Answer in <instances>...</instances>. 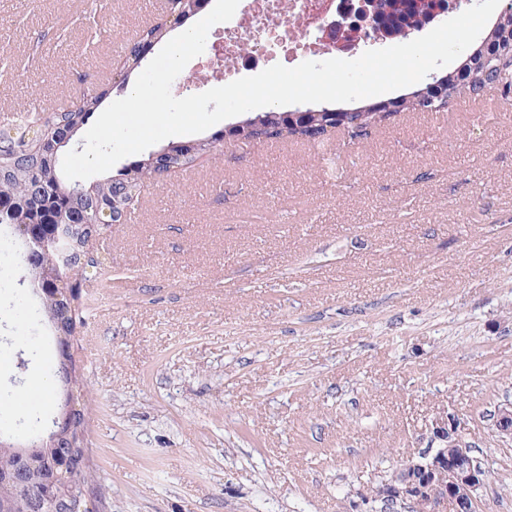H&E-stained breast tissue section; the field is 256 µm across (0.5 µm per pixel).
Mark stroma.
<instances>
[{
	"label": "stroma",
	"mask_w": 512,
	"mask_h": 512,
	"mask_svg": "<svg viewBox=\"0 0 512 512\" xmlns=\"http://www.w3.org/2000/svg\"><path fill=\"white\" fill-rule=\"evenodd\" d=\"M166 0H0V126L31 101L123 98L114 78ZM409 109L361 141L243 143L224 123L190 170L146 181L74 344L90 486L104 512H379L371 486L434 444L512 512V101ZM24 266L0 265V436L53 418L22 400L56 348Z\"/></svg>",
	"instance_id": "stroma-1"
}]
</instances>
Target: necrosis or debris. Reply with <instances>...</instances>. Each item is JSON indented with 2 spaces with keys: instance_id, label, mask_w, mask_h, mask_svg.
<instances>
[{
  "instance_id": "obj_1",
  "label": "necrosis or debris",
  "mask_w": 512,
  "mask_h": 512,
  "mask_svg": "<svg viewBox=\"0 0 512 512\" xmlns=\"http://www.w3.org/2000/svg\"><path fill=\"white\" fill-rule=\"evenodd\" d=\"M342 0H242L224 29V51L216 55L225 78L239 74L243 63L260 66L276 57L295 61L309 54L337 57V50L313 39L332 21Z\"/></svg>"
}]
</instances>
